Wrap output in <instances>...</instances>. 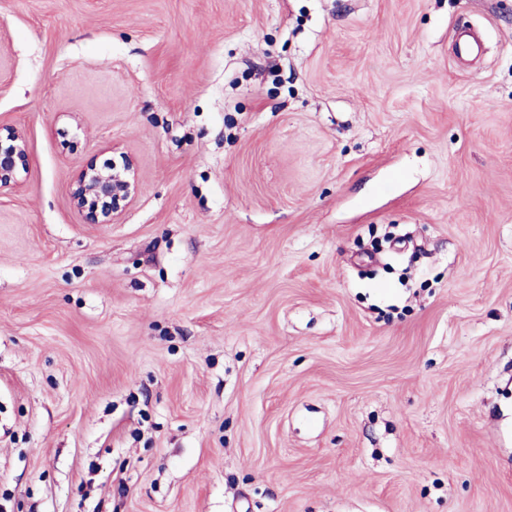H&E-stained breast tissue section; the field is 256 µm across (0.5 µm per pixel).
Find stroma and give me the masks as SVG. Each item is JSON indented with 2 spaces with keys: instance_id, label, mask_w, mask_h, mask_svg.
Instances as JSON below:
<instances>
[{
  "instance_id": "35a3bbf8",
  "label": "stroma",
  "mask_w": 512,
  "mask_h": 512,
  "mask_svg": "<svg viewBox=\"0 0 512 512\" xmlns=\"http://www.w3.org/2000/svg\"><path fill=\"white\" fill-rule=\"evenodd\" d=\"M0 125V512H512V0H0ZM28 162V147L24 136L15 128L0 126V190L19 186ZM112 166L84 167L71 194L74 208L86 224H112L141 192L135 161L120 152Z\"/></svg>"
}]
</instances>
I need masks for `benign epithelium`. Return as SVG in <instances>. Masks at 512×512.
Returning a JSON list of instances; mask_svg holds the SVG:
<instances>
[{
  "mask_svg": "<svg viewBox=\"0 0 512 512\" xmlns=\"http://www.w3.org/2000/svg\"><path fill=\"white\" fill-rule=\"evenodd\" d=\"M29 162L24 136L11 127H0V190L22 183ZM133 158L122 152L112 165L84 167L71 194L74 208L86 224H111L141 192Z\"/></svg>",
  "mask_w": 512,
  "mask_h": 512,
  "instance_id": "benign-epithelium-1",
  "label": "benign epithelium"
}]
</instances>
